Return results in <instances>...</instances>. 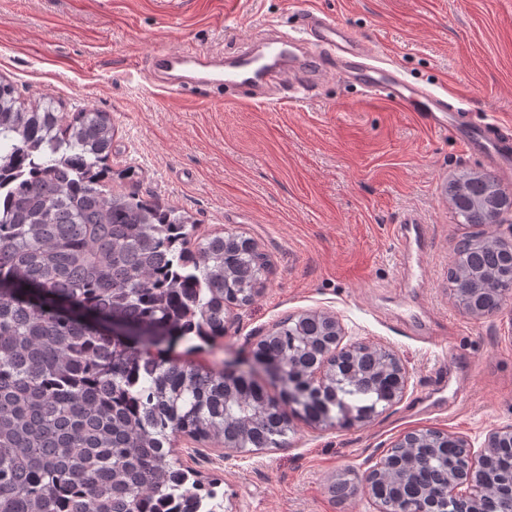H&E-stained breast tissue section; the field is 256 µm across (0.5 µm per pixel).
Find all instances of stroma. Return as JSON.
Wrapping results in <instances>:
<instances>
[{
    "mask_svg": "<svg viewBox=\"0 0 512 512\" xmlns=\"http://www.w3.org/2000/svg\"><path fill=\"white\" fill-rule=\"evenodd\" d=\"M0 0V77L25 103L90 106L112 120L114 190L175 208L196 236L229 229L267 255V280L231 308L223 338L168 350L220 369L249 357L291 314L330 313L351 341L383 344L409 384L391 408L349 428L296 422L287 447L224 457L223 440L175 437L182 468L218 480L229 512H377L362 489L383 451L438 428L482 448L512 425V304L481 318L453 298L448 267L473 228L458 223L450 179L486 172L482 157L430 130L423 113L367 101L329 72L287 107L193 85L165 90L156 54L215 59L293 31L316 8L348 26L411 83L463 99L469 116L512 132V0ZM417 216L429 242L406 246ZM408 248V263L398 252ZM350 473L340 502L328 491Z\"/></svg>",
    "mask_w": 512,
    "mask_h": 512,
    "instance_id": "obj_1",
    "label": "stroma"
}]
</instances>
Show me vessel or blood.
I'll use <instances>...</instances> for the list:
<instances>
[{"label":"vessel or blood","instance_id":"b4317fda","mask_svg":"<svg viewBox=\"0 0 512 512\" xmlns=\"http://www.w3.org/2000/svg\"><path fill=\"white\" fill-rule=\"evenodd\" d=\"M289 46L301 48L300 75L296 80L275 78L271 68L261 64L253 51H239L215 84L252 93L268 81L288 88L289 99H302L311 92L310 81L326 69L346 70L371 99H386L398 107L425 113L431 129L447 132L459 140L468 152L480 154L503 173L512 172V143L504 141L492 123L467 120L459 124L457 109L450 101L404 79L392 65L373 63L369 51L363 49L348 29L333 19L314 11L299 13L297 34L289 38ZM157 64L166 65L174 76L169 85L171 95L184 90L181 73L191 67H212L211 58L201 51L188 50L175 56L158 54Z\"/></svg>","mask_w":512,"mask_h":512}]
</instances>
